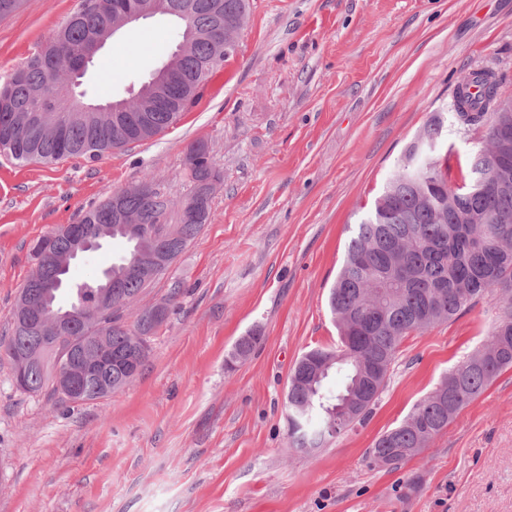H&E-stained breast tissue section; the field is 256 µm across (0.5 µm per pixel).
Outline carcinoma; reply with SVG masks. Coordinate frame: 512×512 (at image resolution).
Instances as JSON below:
<instances>
[{
  "mask_svg": "<svg viewBox=\"0 0 512 512\" xmlns=\"http://www.w3.org/2000/svg\"><path fill=\"white\" fill-rule=\"evenodd\" d=\"M157 2L162 11L184 14L182 28H195L205 36L193 41L179 57L169 56L162 68L171 73L166 90L151 93L152 81L141 88L118 120L112 115L74 114L61 106L69 95L59 71L81 67L92 41L102 37L115 14ZM221 6L227 26L240 29L250 0H81L79 9L41 50L0 84V155L19 163L58 162L72 157L98 161L115 149L151 139L180 120L183 102L195 97L196 84L208 82L224 62V31L214 27L215 6ZM473 87L480 88L474 95ZM498 94L493 74L473 70L457 84V123L482 128L477 148L489 153L487 166L493 179L473 194L470 182H448V172L434 153H418L419 142L439 140L444 119L437 113L405 148L396 170L386 181L373 208L355 225L343 264L330 291L329 306L338 330L334 348L318 347L303 354L291 370L288 388V431L292 447H324L365 422L384 390L403 339L437 323L454 319L480 300L495 296L499 315L486 341L452 366L438 387L414 405L406 420L383 433L370 449L373 459L394 466L416 455L448 427L457 413L478 398L503 371L512 369V151L499 156L490 151L502 136L512 141V112L494 108ZM48 98L45 111L54 121L43 124L30 118L38 98ZM190 193L174 202L160 190L149 198L130 188L122 206L136 223L157 232L173 225L177 238L171 262L188 249L210 219V202L221 172L213 165L208 145L197 140L187 147ZM80 223H112V199L85 211ZM127 251L111 266L76 281L65 269L61 284L48 289L38 276L22 287L33 298L44 297L51 306H63L78 317L83 304L112 287V314L96 322L76 321L68 350L78 351L106 336L112 360L126 357L151 337L167 319L144 310L130 325L117 326L124 308L168 269L145 280L126 273L136 246L119 231ZM261 332L238 338L226 361L236 363L260 344ZM341 376L343 387L325 390L328 379ZM444 399H439L438 393Z\"/></svg>",
  "mask_w": 512,
  "mask_h": 512,
  "instance_id": "cac0c4a2",
  "label": "carcinoma"
}]
</instances>
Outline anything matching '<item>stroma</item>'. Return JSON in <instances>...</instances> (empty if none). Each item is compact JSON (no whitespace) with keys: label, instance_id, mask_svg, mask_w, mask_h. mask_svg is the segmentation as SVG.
<instances>
[{"label":"stroma","instance_id":"1","mask_svg":"<svg viewBox=\"0 0 512 512\" xmlns=\"http://www.w3.org/2000/svg\"><path fill=\"white\" fill-rule=\"evenodd\" d=\"M80 2L25 0L0 20V80ZM177 28L160 15L125 28L83 90L131 97ZM476 69L512 96V0H250L232 55L174 127L96 162L0 156V343L34 241L145 179L183 199L193 141L224 175L209 224L125 311L133 321L181 285L134 381L64 405L18 390L0 347V512H512V369L398 468L368 456L485 341L493 299L407 336L365 424L308 454L288 436L293 364L338 340L328 296L354 227L434 113L449 181L465 173L481 132L460 129L451 105ZM252 328L261 343L225 370Z\"/></svg>","mask_w":512,"mask_h":512}]
</instances>
